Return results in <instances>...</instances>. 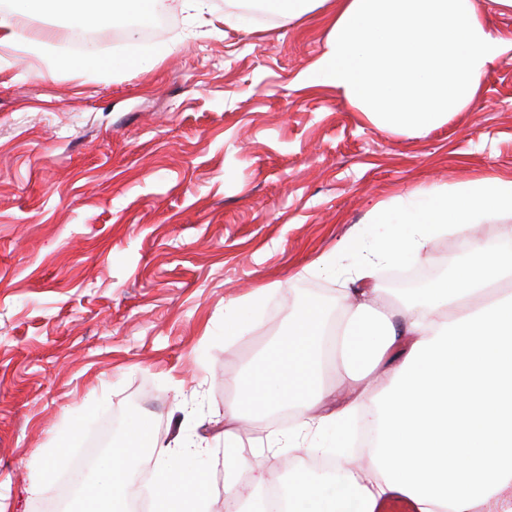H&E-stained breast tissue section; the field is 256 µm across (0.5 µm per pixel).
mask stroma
I'll return each mask as SVG.
<instances>
[{
	"mask_svg": "<svg viewBox=\"0 0 512 512\" xmlns=\"http://www.w3.org/2000/svg\"><path fill=\"white\" fill-rule=\"evenodd\" d=\"M159 13L157 32L108 25L94 45L165 49L150 69L0 66V512H70L56 498L70 468L138 420L161 443L202 441L206 507L224 512L225 372L302 303L334 306L357 264L346 241L386 230L373 205L512 173V52L467 111L394 134L302 83L325 49L324 8L245 26L201 24L181 0ZM323 255L335 274L313 269ZM429 255L433 278L467 258L450 233ZM259 288V329L225 335V304ZM241 434L265 483L313 472L308 453ZM50 464L49 488L29 496Z\"/></svg>",
	"mask_w": 512,
	"mask_h": 512,
	"instance_id": "stroma-1",
	"label": "stroma"
}]
</instances>
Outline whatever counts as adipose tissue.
<instances>
[{"instance_id":"obj_1","label":"adipose tissue","mask_w":512,"mask_h":512,"mask_svg":"<svg viewBox=\"0 0 512 512\" xmlns=\"http://www.w3.org/2000/svg\"><path fill=\"white\" fill-rule=\"evenodd\" d=\"M331 6L326 49L303 80L336 90L381 130L427 131L466 111L481 79L512 50L488 21L512 11V0H264L266 11L291 20ZM158 0H17L0 15V49L42 53L24 35L33 14H67L77 27L123 25L155 13ZM52 68L146 69L144 59L100 56L89 49L58 56ZM512 218V174L494 171L440 186L422 183L403 205H375L373 224L393 232L372 244L348 241L358 256L360 287L328 312L318 300L300 306L286 334L269 339L241 373L224 380V480L232 493L250 480L251 496L235 512H264L263 478L243 456L238 422L272 413L295 415L290 432L269 433L260 447L333 451L346 447L362 414L376 437L368 471L342 458L327 479L301 473L283 491L285 512H375L395 494L415 512H512V233L507 244L470 237L492 218ZM463 236L467 259L452 275L392 304L373 280L380 264L428 260L432 238ZM350 380L345 395L324 381L335 360ZM145 429L109 448L97 476L81 482L76 512H129L125 491L145 447ZM199 443L184 438L153 476L154 512H202Z\"/></svg>"}]
</instances>
